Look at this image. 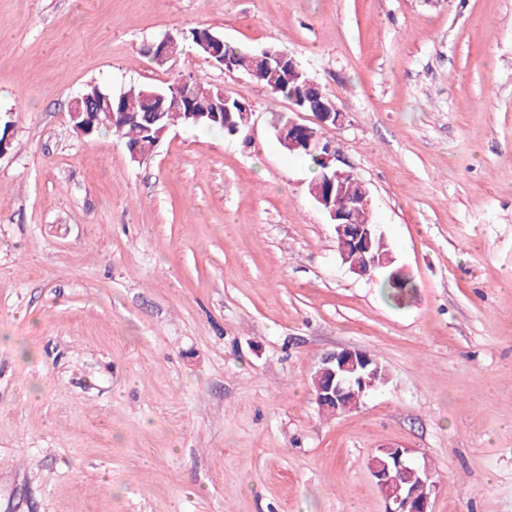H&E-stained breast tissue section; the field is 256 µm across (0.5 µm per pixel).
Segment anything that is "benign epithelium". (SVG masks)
I'll return each instance as SVG.
<instances>
[{
    "instance_id": "7a95c632",
    "label": "benign epithelium",
    "mask_w": 512,
    "mask_h": 512,
    "mask_svg": "<svg viewBox=\"0 0 512 512\" xmlns=\"http://www.w3.org/2000/svg\"><path fill=\"white\" fill-rule=\"evenodd\" d=\"M199 45L207 53V59L225 67H232L230 58L224 55V40L207 31L198 32ZM201 85L188 80L182 81L174 94H155L157 109L155 120L159 121L163 113L183 111L186 106L199 97ZM86 103L82 112L69 113L70 122L81 135L92 124L94 113L101 106V101L94 96H84ZM310 110L316 123L322 128L336 127L343 123L344 113L336 110V105H328L319 97L309 99ZM138 109L135 103L124 101L112 110L113 127L121 129L126 124L136 121ZM282 144L289 150L306 149L309 152L323 149L328 152L325 160L336 161L331 176L327 177L325 187L318 190L317 200L328 211L331 223L335 225L336 242L344 260L351 261L350 271L361 277L373 278L375 271L386 263V259L368 255L370 249L371 229L366 224H357L353 215L364 210L370 203L369 195L364 194L343 202L339 207L332 206L334 191L341 190L344 181L353 173L341 166V159L332 154L331 145L323 144L322 138L312 132L309 125L294 122L288 131L280 135ZM361 351L343 349L326 355L321 360L315 378V398L318 406L327 410H336L342 406L351 394L354 386H366L369 380L358 374L362 368L359 355ZM410 450L402 446H392L388 450L389 459L375 460L371 465V474L387 503L386 512H430V498L437 487L434 475L425 471V478L411 483L408 475L415 471L416 463L409 458Z\"/></svg>"
}]
</instances>
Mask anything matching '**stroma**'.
I'll return each mask as SVG.
<instances>
[{"label": "stroma", "mask_w": 512, "mask_h": 512, "mask_svg": "<svg viewBox=\"0 0 512 512\" xmlns=\"http://www.w3.org/2000/svg\"><path fill=\"white\" fill-rule=\"evenodd\" d=\"M288 50L413 288L349 271L276 141L281 95L188 45ZM191 75L243 134L176 126L150 159L76 133L92 85ZM0 512H386L367 462L404 446L431 512H512V0H0ZM345 348L388 381L323 412Z\"/></svg>", "instance_id": "1"}]
</instances>
